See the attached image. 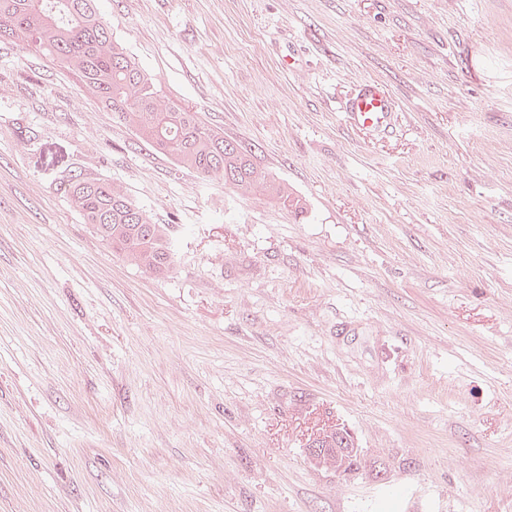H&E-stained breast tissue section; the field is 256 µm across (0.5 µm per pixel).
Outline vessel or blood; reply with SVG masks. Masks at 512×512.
<instances>
[{
    "instance_id": "b4317fda",
    "label": "vessel or blood",
    "mask_w": 512,
    "mask_h": 512,
    "mask_svg": "<svg viewBox=\"0 0 512 512\" xmlns=\"http://www.w3.org/2000/svg\"><path fill=\"white\" fill-rule=\"evenodd\" d=\"M350 123L379 138L394 132L398 114L390 93L377 81H363L343 105Z\"/></svg>"
}]
</instances>
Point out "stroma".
I'll return each mask as SVG.
<instances>
[{
	"label": "stroma",
	"instance_id": "stroma-1",
	"mask_svg": "<svg viewBox=\"0 0 512 512\" xmlns=\"http://www.w3.org/2000/svg\"><path fill=\"white\" fill-rule=\"evenodd\" d=\"M294 215L0 44V512H512V0H100ZM399 105L375 139L341 104ZM171 227L149 273L69 173ZM349 431L358 469L310 462ZM350 123L379 138L394 132L398 114L390 93L377 81L365 80L343 105Z\"/></svg>",
	"mask_w": 512,
	"mask_h": 512
}]
</instances>
